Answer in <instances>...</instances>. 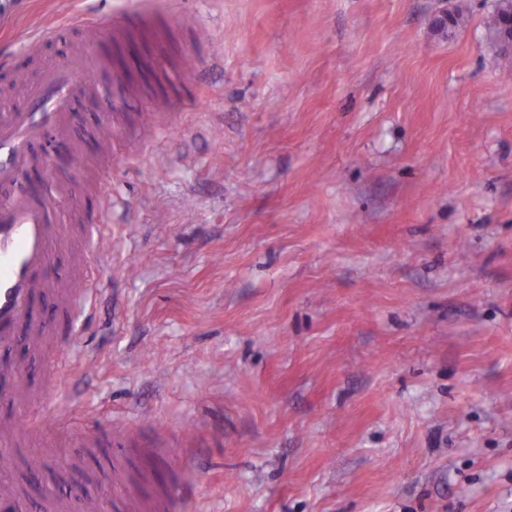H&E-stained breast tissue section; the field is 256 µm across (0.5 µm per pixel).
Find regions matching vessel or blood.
Here are the masks:
<instances>
[{"mask_svg":"<svg viewBox=\"0 0 512 512\" xmlns=\"http://www.w3.org/2000/svg\"><path fill=\"white\" fill-rule=\"evenodd\" d=\"M84 39L68 51L57 55L41 69L37 77L25 78V96L32 103L29 112H0V400L24 401L18 379L25 366L14 356L20 339H27L30 350H40L47 339H55V367L60 377H68L75 364L69 353L71 332L60 331L55 324L38 319L34 301L52 295L57 305L89 320V306L99 290L93 265H82L72 279L61 280L49 274L53 246L62 238L63 225L51 223L49 213L55 206L53 194L47 192L16 193L12 187L25 170L33 166V143L46 132L66 136L75 103L89 95L93 85L103 92L98 104L105 114L124 112L128 100V79L105 74L112 62L97 44L101 35L113 43L123 44L128 26L124 14L112 17L109 32H102L94 18L78 23ZM107 207L86 215L73 235L82 239L95 263L109 264L111 255L95 249L105 227ZM47 414L25 417H0V446L9 447L22 431H40L50 423ZM24 498L19 489L0 475V512H23ZM179 498L171 490L156 492L143 503L144 512H176ZM49 512H104L102 501L94 498H66L48 503Z\"/></svg>","mask_w":512,"mask_h":512,"instance_id":"vessel-or-blood-1","label":"vessel or blood"}]
</instances>
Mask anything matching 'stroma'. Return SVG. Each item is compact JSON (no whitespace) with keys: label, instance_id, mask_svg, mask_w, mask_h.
<instances>
[{"label":"stroma","instance_id":"1","mask_svg":"<svg viewBox=\"0 0 512 512\" xmlns=\"http://www.w3.org/2000/svg\"><path fill=\"white\" fill-rule=\"evenodd\" d=\"M498 0H0L29 74L76 22L148 9L122 139L77 104L79 223L112 198L80 394L29 435L43 501L125 512H512V76ZM457 21L434 31L441 8ZM183 72V83L167 76ZM175 111L160 107V93ZM168 135L143 145L141 126ZM179 468L85 447L106 423ZM122 480L113 483V472ZM179 503L175 491L166 489L156 492L151 500L133 508L149 512H175L178 510ZM49 512H103L104 504L94 498H66L53 500L47 504Z\"/></svg>","mask_w":512,"mask_h":512}]
</instances>
